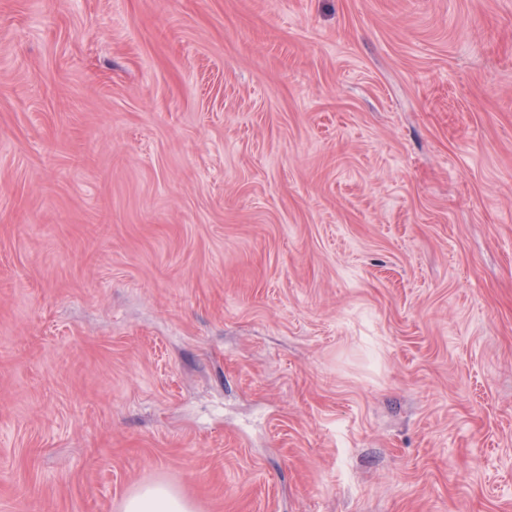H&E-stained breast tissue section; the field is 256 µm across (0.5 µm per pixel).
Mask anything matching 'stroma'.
<instances>
[{
	"mask_svg": "<svg viewBox=\"0 0 512 512\" xmlns=\"http://www.w3.org/2000/svg\"><path fill=\"white\" fill-rule=\"evenodd\" d=\"M512 512V0H0V512ZM124 512H194L193 505L176 489L155 482L140 486L125 501Z\"/></svg>",
	"mask_w": 512,
	"mask_h": 512,
	"instance_id": "35a3bbf8",
	"label": "stroma"
}]
</instances>
